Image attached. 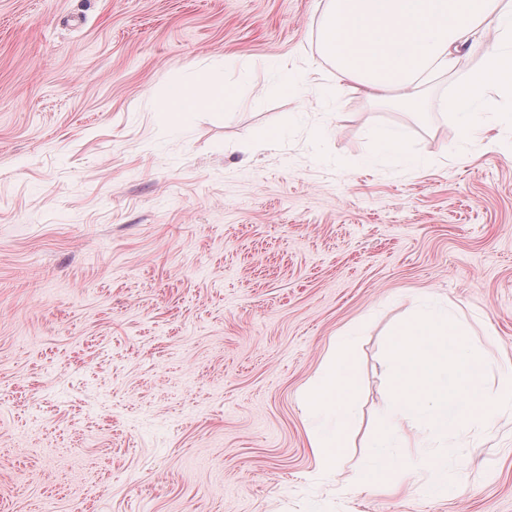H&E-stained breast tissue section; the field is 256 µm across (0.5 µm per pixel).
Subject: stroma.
Instances as JSON below:
<instances>
[{"mask_svg": "<svg viewBox=\"0 0 512 512\" xmlns=\"http://www.w3.org/2000/svg\"><path fill=\"white\" fill-rule=\"evenodd\" d=\"M325 7L0 0V512H512V412L468 436L445 496L416 448L394 494L317 470L298 395L334 336L359 366L348 477L415 302L512 361V126L479 114L490 150L442 108L483 45L408 112L337 85ZM198 68L232 102L163 120ZM391 126L407 164L372 156Z\"/></svg>", "mask_w": 512, "mask_h": 512, "instance_id": "1", "label": "stroma"}]
</instances>
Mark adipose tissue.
<instances>
[{
  "label": "adipose tissue",
  "instance_id": "ef3b65f1",
  "mask_svg": "<svg viewBox=\"0 0 512 512\" xmlns=\"http://www.w3.org/2000/svg\"><path fill=\"white\" fill-rule=\"evenodd\" d=\"M486 63L461 78L443 103L461 116L467 134L479 133L477 110L512 103V0H327L318 49L331 62L337 83L380 102L421 106L427 78L452 67L456 56L486 31ZM230 93L223 75L197 70L173 81L158 104L162 118L178 122L200 111L220 112ZM354 337L334 338L299 405L309 444L324 472L337 474L348 446L347 426L356 416Z\"/></svg>",
  "mask_w": 512,
  "mask_h": 512
}]
</instances>
